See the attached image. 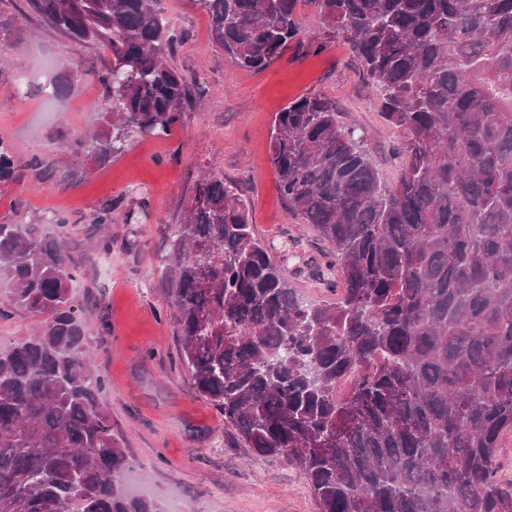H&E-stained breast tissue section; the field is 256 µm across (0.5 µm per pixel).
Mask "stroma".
Wrapping results in <instances>:
<instances>
[{"instance_id":"1","label":"stroma","mask_w":512,"mask_h":512,"mask_svg":"<svg viewBox=\"0 0 512 512\" xmlns=\"http://www.w3.org/2000/svg\"><path fill=\"white\" fill-rule=\"evenodd\" d=\"M185 40L174 63L203 90L184 125L165 138L130 139L120 154L99 160L66 151V143L95 131L92 106L103 87L78 84L42 112L37 86L18 80L37 57L58 64L73 58L90 72L108 63L94 46L69 41L24 15V0H0V137L20 160L39 155L44 167L24 170L19 185L0 197V220L32 223L57 212L65 226L45 225L64 237L80 274L74 308L90 327L88 350L103 379L100 393L150 496L180 512H317L300 471L278 459H244L220 414L194 390L179 355L169 292L161 278L168 239L200 173L240 182L260 237L301 238L303 254L321 243L311 225L289 215L269 161L276 112L299 95L325 93L344 121L367 133L368 147L387 183L398 177L390 154L397 133L380 115V96L362 79L341 43L314 52L291 46L268 70L237 68L211 38L206 14L193 0H162ZM122 199L107 228L93 224L100 205ZM134 221H126V209Z\"/></svg>"}]
</instances>
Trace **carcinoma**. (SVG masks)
<instances>
[{"label":"carcinoma","instance_id":"carcinoma-1","mask_svg":"<svg viewBox=\"0 0 512 512\" xmlns=\"http://www.w3.org/2000/svg\"><path fill=\"white\" fill-rule=\"evenodd\" d=\"M160 0H25V15L110 55L95 74L101 129L71 153L119 154L167 136L197 103L173 64ZM238 67L268 69L310 7L307 48L340 40L399 134L381 180L366 137L309 92L276 114L270 163L289 213L329 248L286 270L291 238L255 232L238 187L195 183L165 275L183 367L250 457L297 467L318 512H512L497 451L512 431V0H194ZM69 60L60 95L85 81ZM25 163L0 137V197ZM123 199L98 208L112 223ZM38 223L0 222V319H43L0 347V512H163L128 493L133 467L103 406L74 310L77 268ZM312 277L333 302L309 304ZM363 377L336 397L346 375ZM295 285L296 288H298L300 295L303 296L307 301L314 304H319L327 300H333L339 293V287L337 289L336 295H332L324 288H322L317 282L311 279L304 278L296 280Z\"/></svg>","mask_w":512,"mask_h":512}]
</instances>
